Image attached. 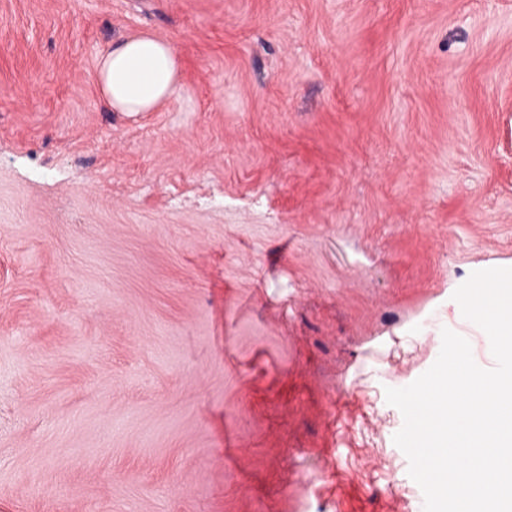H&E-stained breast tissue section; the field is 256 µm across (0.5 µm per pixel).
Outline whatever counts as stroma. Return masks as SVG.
Here are the masks:
<instances>
[{"instance_id":"obj_1","label":"stroma","mask_w":512,"mask_h":512,"mask_svg":"<svg viewBox=\"0 0 512 512\" xmlns=\"http://www.w3.org/2000/svg\"><path fill=\"white\" fill-rule=\"evenodd\" d=\"M509 265L512 0H0V512H423L385 390ZM96 68L107 103L132 118L157 112L182 90L178 49L150 33L112 43L98 56Z\"/></svg>"}]
</instances>
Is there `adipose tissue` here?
Wrapping results in <instances>:
<instances>
[{"label": "adipose tissue", "instance_id": "adipose-tissue-1", "mask_svg": "<svg viewBox=\"0 0 512 512\" xmlns=\"http://www.w3.org/2000/svg\"><path fill=\"white\" fill-rule=\"evenodd\" d=\"M96 68L107 103L132 118L158 111L182 90L176 46L150 33L112 43L98 56Z\"/></svg>", "mask_w": 512, "mask_h": 512}]
</instances>
